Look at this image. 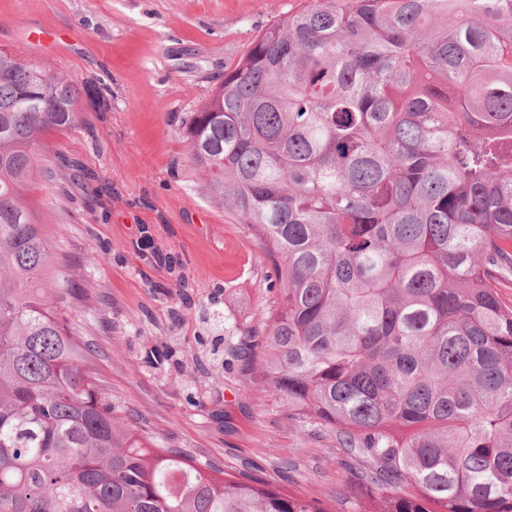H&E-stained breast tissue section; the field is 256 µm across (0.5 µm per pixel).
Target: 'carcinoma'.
<instances>
[{"instance_id": "1", "label": "carcinoma", "mask_w": 512, "mask_h": 512, "mask_svg": "<svg viewBox=\"0 0 512 512\" xmlns=\"http://www.w3.org/2000/svg\"><path fill=\"white\" fill-rule=\"evenodd\" d=\"M78 98L0 51V512H331L155 448L112 407L28 198L58 170L91 208L112 195L78 158L42 165ZM181 138L279 284L234 357L365 464L356 512H512V0H313Z\"/></svg>"}]
</instances>
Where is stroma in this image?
<instances>
[{
	"label": "stroma",
	"instance_id": "stroma-1",
	"mask_svg": "<svg viewBox=\"0 0 512 512\" xmlns=\"http://www.w3.org/2000/svg\"><path fill=\"white\" fill-rule=\"evenodd\" d=\"M310 0H0V50L73 76L79 125L45 152L80 158L108 181L109 220L74 179H37L30 198L63 273L83 296L68 319L89 344L118 413L161 448L234 473L255 465L284 490L353 512L330 430L296 421L241 366L212 361L200 302L261 327L277 297L246 227L211 203L180 125L267 27ZM109 88L107 105L98 93ZM183 266L177 280L153 253ZM196 301H181L184 286Z\"/></svg>",
	"mask_w": 512,
	"mask_h": 512
}]
</instances>
